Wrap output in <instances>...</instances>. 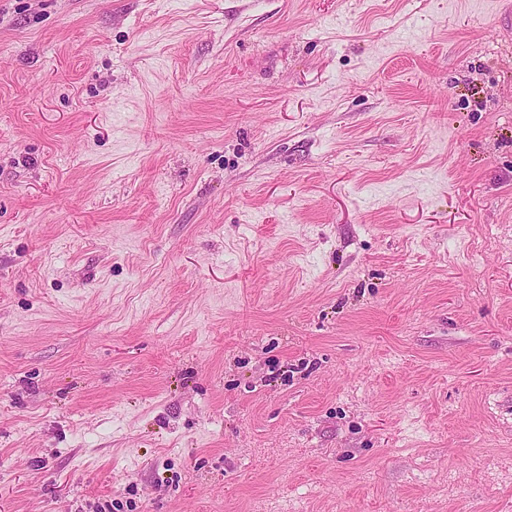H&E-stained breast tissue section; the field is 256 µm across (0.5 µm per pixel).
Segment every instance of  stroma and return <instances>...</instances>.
Masks as SVG:
<instances>
[{"instance_id":"stroma-1","label":"stroma","mask_w":512,"mask_h":512,"mask_svg":"<svg viewBox=\"0 0 512 512\" xmlns=\"http://www.w3.org/2000/svg\"><path fill=\"white\" fill-rule=\"evenodd\" d=\"M512 0H0V512H512Z\"/></svg>"}]
</instances>
